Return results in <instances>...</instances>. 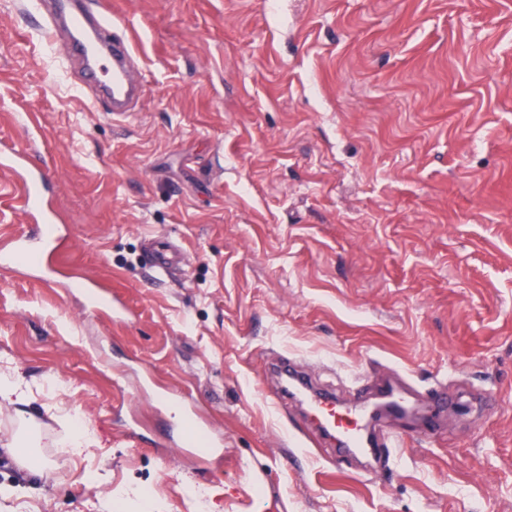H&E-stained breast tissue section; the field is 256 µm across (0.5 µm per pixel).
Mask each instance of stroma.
<instances>
[{"mask_svg": "<svg viewBox=\"0 0 512 512\" xmlns=\"http://www.w3.org/2000/svg\"><path fill=\"white\" fill-rule=\"evenodd\" d=\"M110 6L148 83L121 121L0 0V151L39 154L66 229L50 280L0 272V375L31 392L0 438L47 462L0 447V512H512V0ZM20 196L0 169V247L38 229ZM151 235L183 251L161 278ZM281 357L350 402L380 378L455 405L432 435L386 419L406 441L368 475L279 404Z\"/></svg>", "mask_w": 512, "mask_h": 512, "instance_id": "1", "label": "stroma"}]
</instances>
